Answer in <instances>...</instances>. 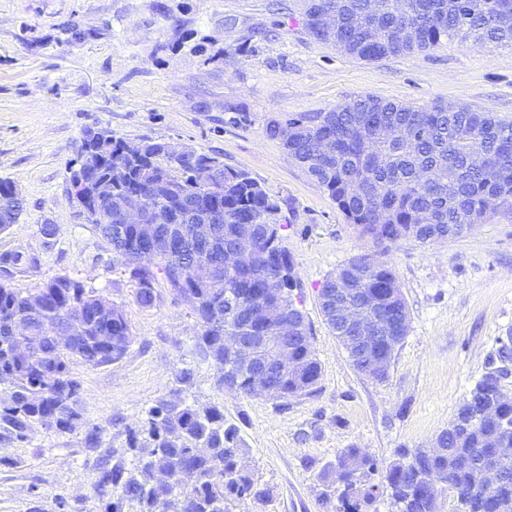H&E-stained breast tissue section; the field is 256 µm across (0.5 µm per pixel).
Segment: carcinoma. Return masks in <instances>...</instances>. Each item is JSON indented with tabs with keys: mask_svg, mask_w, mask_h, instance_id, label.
<instances>
[{
	"mask_svg": "<svg viewBox=\"0 0 512 512\" xmlns=\"http://www.w3.org/2000/svg\"><path fill=\"white\" fill-rule=\"evenodd\" d=\"M512 0H304L303 16L309 32H314L317 15L335 7L344 18L338 40L344 53L365 61L389 56H411L426 52L458 38L472 46L495 43L512 47V24L504 26L499 12ZM415 28V40L399 39L401 28ZM369 115L371 131L359 130V121ZM268 137L279 141L287 154L336 203L348 223L360 234L377 239L382 249L399 241L411 225L421 224L416 237L433 240L457 235L465 225L479 223L490 199L512 208V121L492 113L462 108L454 112L440 105L416 107L381 100L369 95L338 105L314 116L292 115L272 119L266 125ZM323 138L330 152L318 154L311 139ZM145 152L134 158L124 153L127 141L104 130L96 136L93 150L78 142L76 157L70 161L69 185L77 183L79 168L91 160L108 158L125 169L117 196L138 192L148 199L154 212L183 211L182 219L163 225L176 236L199 216L193 205L216 206L224 218L216 225L217 238L211 249L194 253L172 247L157 249L139 245L136 226L111 235L104 218L97 215L92 190L81 186L87 198L88 219L111 246L112 252L132 266L138 282L136 300L143 306L154 303L153 283L161 274L175 294L189 302L197 316L201 333L198 345L214 364L218 381L244 395H263L253 386L252 368L224 347L225 336L270 338L279 335L274 323L245 320L273 304L288 319L305 320L294 291L301 288L291 256L282 244L279 201L244 170L224 165L216 156L193 151L181 164L169 161L158 141L146 138ZM487 162L476 166L475 152ZM388 156L386 166L373 165V155ZM222 181V192L208 190L211 182ZM17 186L0 180V232L17 222L23 202ZM387 213V222L375 228L376 213ZM249 224L256 229L254 253L245 266H225L219 277L208 280L197 274L198 264L224 263L240 229ZM35 259L20 252L0 255V271L33 265ZM351 289L358 301L367 292L381 304L391 294L397 296L393 310L409 314L396 276L387 262L374 255H361L322 282L320 297L336 287ZM107 298L83 282L63 276L32 291L21 292L0 282V437L19 442L39 424L46 429L73 432L82 425L83 406L80 383L69 364L77 357L88 365L102 366L121 359L130 343V328L123 310L112 305V320L98 315ZM83 308L84 335L66 344L50 335L53 325L75 307ZM33 321L38 339L27 354H18L11 343L10 330L16 320ZM300 370L284 371L273 381L276 399H288L312 392L318 384L321 366L312 347L309 324L303 337L292 344ZM496 402L493 420L472 422L478 403ZM436 440L446 451L431 454L429 448L403 451L386 466L382 484H372L368 476L378 471V463L360 448H345L326 477L336 483L343 512H363L373 505L380 488L388 490L397 512H439L443 490L456 495L460 512H512V455L498 459L506 492L482 496L477 489L482 472L476 461L488 455L491 445L512 448V396L499 382V370L486 372L470 388L459 404L448 428ZM127 450L133 468L112 465L102 457L96 463L92 485L104 512H123L126 502L138 512H227L231 500H270L271 490L261 485L243 462L238 431L224 424V413L216 406L184 403L173 407L163 401L148 414L146 428L128 431ZM188 467L193 483L174 481L155 484L152 475L173 476Z\"/></svg>",
	"mask_w": 512,
	"mask_h": 512,
	"instance_id": "cac0c4a2",
	"label": "carcinoma"
}]
</instances>
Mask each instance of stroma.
I'll return each instance as SVG.
<instances>
[{
  "label": "stroma",
  "instance_id": "stroma-1",
  "mask_svg": "<svg viewBox=\"0 0 512 512\" xmlns=\"http://www.w3.org/2000/svg\"><path fill=\"white\" fill-rule=\"evenodd\" d=\"M365 95L419 107L455 103L512 120V48L453 39L418 55L364 61L309 36L301 0H0V179L24 199L17 223L0 232V254L36 260L6 281L20 291L61 276L82 281L122 307L132 336L110 364L70 362L85 418L98 429L97 451L81 429L38 425L25 441L0 439V512H101L91 492L96 460L108 454L131 466L128 429L174 398L217 406L272 491L271 502L235 501L230 512H336L337 494L322 475L344 448L385 465L447 428L512 335V213H489L445 241L389 247L383 259L409 329L385 381L360 375L323 318L319 289L376 249L265 127ZM97 126L218 156L279 200L322 368L315 391L272 400L219 387L197 348L191 304L161 276L154 304L137 302L129 268L67 195L77 144Z\"/></svg>",
  "mask_w": 512,
  "mask_h": 512
}]
</instances>
